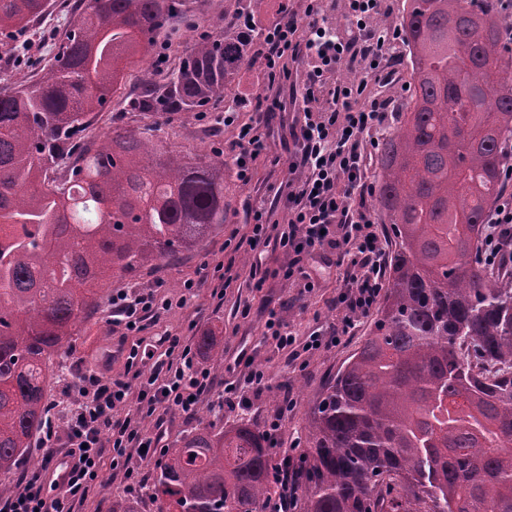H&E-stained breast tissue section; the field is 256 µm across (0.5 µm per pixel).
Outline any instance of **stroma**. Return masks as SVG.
I'll return each mask as SVG.
<instances>
[{"label":"stroma","instance_id":"1","mask_svg":"<svg viewBox=\"0 0 512 512\" xmlns=\"http://www.w3.org/2000/svg\"><path fill=\"white\" fill-rule=\"evenodd\" d=\"M228 0H195L192 25H178L173 35V46L185 50L191 46L197 34L203 31L234 32L236 13L227 10ZM261 36L252 40L250 58L234 75L231 85L232 99H246L244 108L235 114L236 125L252 123L257 114L254 103L261 91L263 59L260 54ZM223 108L196 112L192 115L172 113L162 120V133L171 146L184 153L205 154L212 148L224 151L226 160H233L232 143L234 127L225 126ZM279 139H271L266 154L253 165L249 183H242L235 169H228L224 177V192L229 208L224 225L196 252L182 256L171 264L148 265L134 275L114 281L113 291H146L159 287L162 296L178 299L187 296L184 307H174L148 322L140 337L150 343L172 331L190 337H198L202 331L214 334L222 350L219 360L209 366L217 383L236 380L246 373L248 366L262 369L267 377L261 393L253 395L251 403L225 413L201 409L191 420L180 417L170 422L165 437L168 447H177L188 433L209 428L228 431L240 425H248L255 432H262L268 416L273 414L283 393H290L295 405L289 412L279 444L269 449L273 463L289 459L293 471L308 467L306 459V419L310 406L319 399L329 378L342 363L353 354L369 335L374 314L361 317L352 334L342 338L339 344L302 354L295 361H288L285 351L280 350L273 337L267 336L265 305L275 307L280 319L297 339H305L316 328L328 327L336 320L332 304L345 277L344 267L323 271L310 268L311 277L318 286L313 292L302 291L299 284L284 281L279 270L285 262L281 249L266 248L262 254V268L267 279L262 290L249 287L247 274L251 256L244 251H233V243L246 238L251 225L246 204L256 198L266 197L270 186L279 184L288 176V164ZM226 264L239 271L240 277L227 288L224 297H217L213 274L215 265ZM193 281L192 292H185L183 285ZM250 304L249 316H242L239 307ZM120 335L113 332L107 312H100L94 319L81 326L70 342L69 366H81L106 375H116L124 370L125 359L117 355ZM251 356V364H244L240 354ZM83 512H156L152 498H127L119 482L113 481L110 467H103L93 482Z\"/></svg>","mask_w":512,"mask_h":512}]
</instances>
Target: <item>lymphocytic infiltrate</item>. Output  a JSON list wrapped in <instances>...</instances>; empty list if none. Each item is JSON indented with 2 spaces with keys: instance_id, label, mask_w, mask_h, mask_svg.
Wrapping results in <instances>:
<instances>
[{
  "instance_id": "obj_1",
  "label": "lymphocytic infiltrate",
  "mask_w": 512,
  "mask_h": 512,
  "mask_svg": "<svg viewBox=\"0 0 512 512\" xmlns=\"http://www.w3.org/2000/svg\"><path fill=\"white\" fill-rule=\"evenodd\" d=\"M340 3L333 25L327 22L325 0H306L303 12H289L287 20L265 26L264 108L254 123L240 127L233 144L239 181H250L251 163L274 134L282 141L290 173L274 189L275 201L287 213L286 224L274 221L265 205L249 208L252 233L246 249L253 259V288L264 286L261 255L272 245L287 256L283 280H302L307 291L314 288L307 265L333 262L346 268L333 326L299 342L283 331L276 311H269L266 327L292 360L335 346L354 329L377 302L385 265V245L375 230V189L368 181V143L392 116L386 88L394 81L400 31L385 21V0ZM343 68L354 71V78L342 79ZM489 227L485 262L512 263V192L500 197ZM158 307L157 291L121 290L112 295L110 323L124 334H137ZM159 344L164 351L156 358L136 345L126 349L121 375L72 374L63 435L45 429L48 454L12 495L0 498V512H82L89 486L107 461L127 496L142 498L148 481L137 476L130 462L135 457L151 462L163 445L168 414L191 419L205 407L233 410L245 404V388L258 391L266 382L264 371L252 368L243 380L217 387L187 337L169 333Z\"/></svg>"
}]
</instances>
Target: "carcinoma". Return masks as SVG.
Returning a JSON list of instances; mask_svg holds the SVG:
<instances>
[{
    "label": "carcinoma",
    "mask_w": 512,
    "mask_h": 512,
    "mask_svg": "<svg viewBox=\"0 0 512 512\" xmlns=\"http://www.w3.org/2000/svg\"><path fill=\"white\" fill-rule=\"evenodd\" d=\"M405 0L409 98L378 145L376 205L392 251L374 327L308 416L304 512H512V270L477 258L512 140V51L498 0ZM59 6L48 72L0 90V493L46 418V384L112 279L198 250L224 224L222 153L188 155L161 118L229 97L250 41L207 32L144 69L87 131L123 65L167 55L188 0H0V74ZM158 512H263L259 435L198 430L166 451ZM120 101L121 98L118 96V94L112 98V112H103L97 117L93 125L94 132L98 133L106 131L112 127V117L113 119L124 118L123 122H126L130 126L137 125L134 117H131L130 115L123 117L121 116L122 113L118 112L121 109Z\"/></svg>",
    "instance_id": "1"
}]
</instances>
